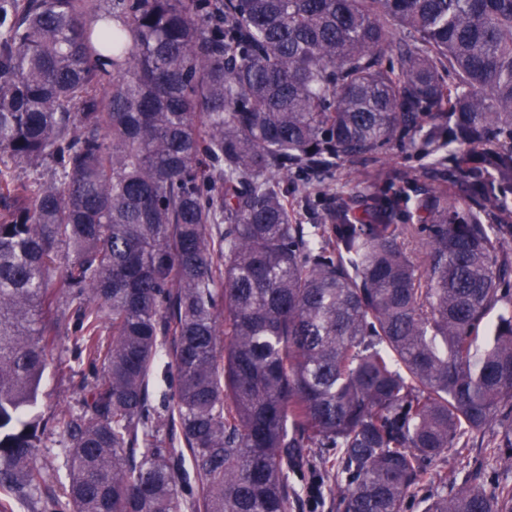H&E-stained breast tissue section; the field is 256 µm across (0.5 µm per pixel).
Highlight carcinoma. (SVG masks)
Instances as JSON below:
<instances>
[{"mask_svg":"<svg viewBox=\"0 0 512 512\" xmlns=\"http://www.w3.org/2000/svg\"><path fill=\"white\" fill-rule=\"evenodd\" d=\"M508 239L512 0H0V512H512L435 470L512 451ZM70 336V335H69ZM69 336H61L58 340L55 357L63 358V364L49 367L41 383L38 395V412L46 423L42 436L44 448L36 457L37 464L51 473L61 466L62 458L58 457V437L52 430V418L61 410L78 409L83 392L80 390L81 372L90 374L93 367L84 357L78 364L71 356L72 342ZM72 367V369L69 368Z\"/></svg>","mask_w":512,"mask_h":512,"instance_id":"1","label":"carcinoma"}]
</instances>
